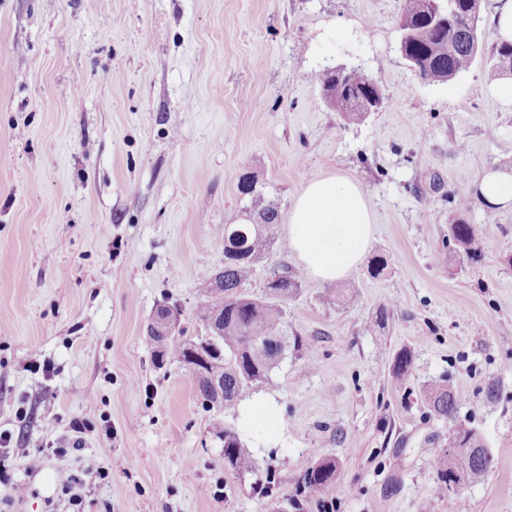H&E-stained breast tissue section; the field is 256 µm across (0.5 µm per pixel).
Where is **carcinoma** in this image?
Returning <instances> with one entry per match:
<instances>
[{"label": "carcinoma", "mask_w": 512, "mask_h": 512, "mask_svg": "<svg viewBox=\"0 0 512 512\" xmlns=\"http://www.w3.org/2000/svg\"><path fill=\"white\" fill-rule=\"evenodd\" d=\"M476 0H457L458 12L448 25L430 26L431 15L425 0H404L398 27L403 51L422 74L433 83L454 79L472 66L480 52V42L468 28ZM494 71L502 75L505 66L512 68V43L499 44L492 52ZM323 91L325 101L334 111L350 121L363 119L365 113L351 103V90L368 84V74L354 71L343 77L334 70L312 75ZM240 193L249 196L258 210V224H226L217 229L224 235V267L204 286L205 299L196 316L205 330L214 326L221 335L200 336L196 344L206 346L209 354L205 370L195 374L197 394L207 408H230L242 392L257 382L271 381V372L288 356V350L301 351L307 340L287 334L282 303L295 295L299 279L283 270L275 280L264 283L260 296L247 293L256 264L273 247L281 229L282 218L277 203L265 200L256 190L250 176L239 182ZM450 233L455 245L470 260L480 257L479 229L474 224H452ZM154 357L158 364L176 363L189 367L191 342L176 336H155ZM429 411L448 423V440H460L468 450L438 455L436 474L440 492H445L448 477L475 478L486 473L492 463L490 454L475 428L458 418L457 400L445 383L435 386L426 396ZM224 440V465L238 475L259 471L258 462L244 449L239 432L226 425L217 431ZM337 464L333 459H320L307 472L305 486L324 491L336 488Z\"/></svg>", "instance_id": "cac0c4a2"}]
</instances>
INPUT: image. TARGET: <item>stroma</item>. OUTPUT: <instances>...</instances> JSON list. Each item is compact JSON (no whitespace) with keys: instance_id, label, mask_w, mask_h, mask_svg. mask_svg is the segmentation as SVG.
<instances>
[{"instance_id":"1","label":"stroma","mask_w":512,"mask_h":512,"mask_svg":"<svg viewBox=\"0 0 512 512\" xmlns=\"http://www.w3.org/2000/svg\"><path fill=\"white\" fill-rule=\"evenodd\" d=\"M402 3L0 0V432L27 488L0 512H71L48 450L76 439L85 512H512V206L487 208L473 185L512 172L496 3L481 2L471 68L433 84L398 50ZM338 66L377 80L379 111L351 123L328 107L311 76ZM245 174L284 215L310 181L353 179L388 267L317 281L283 235L257 264L255 294L272 271L298 276L284 320L311 342L242 393L273 397L280 427L243 431L261 470L238 476L215 435L238 409L206 408L191 372L156 367L146 328L174 305L184 336L203 335L215 229L250 212ZM458 222L480 225L479 260L455 246ZM443 379L493 459L450 498L433 467L448 425L424 400ZM322 458L336 493L303 485Z\"/></svg>"}]
</instances>
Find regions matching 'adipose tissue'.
Listing matches in <instances>:
<instances>
[{
	"mask_svg": "<svg viewBox=\"0 0 512 512\" xmlns=\"http://www.w3.org/2000/svg\"><path fill=\"white\" fill-rule=\"evenodd\" d=\"M285 230L308 275L332 282L362 261L373 224L360 186L342 176H329L307 185L290 211Z\"/></svg>",
	"mask_w": 512,
	"mask_h": 512,
	"instance_id": "adipose-tissue-1",
	"label": "adipose tissue"
}]
</instances>
